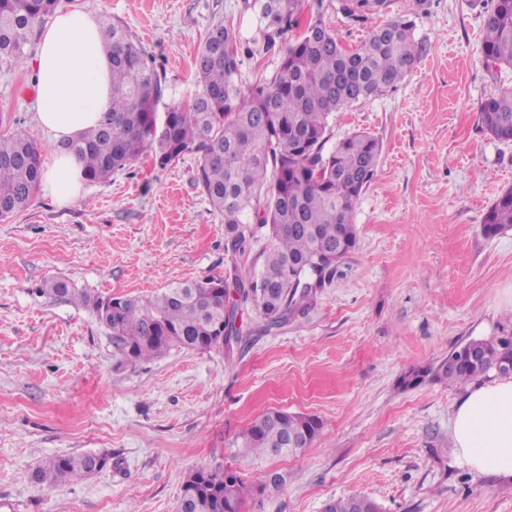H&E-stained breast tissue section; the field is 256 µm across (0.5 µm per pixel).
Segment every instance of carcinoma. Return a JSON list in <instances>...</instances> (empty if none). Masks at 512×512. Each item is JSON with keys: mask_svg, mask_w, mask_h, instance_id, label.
<instances>
[{"mask_svg": "<svg viewBox=\"0 0 512 512\" xmlns=\"http://www.w3.org/2000/svg\"><path fill=\"white\" fill-rule=\"evenodd\" d=\"M60 0H0V61L23 66L37 28ZM355 22L385 6V0H343ZM263 33V50L279 49L274 75L247 88L237 76L242 64L237 37L217 24L207 33L195 59L196 91L188 107L171 109L158 119L156 106L166 86L155 60L120 23L101 22L104 48L112 56V106L101 121L57 148L73 153L90 181L109 177L147 151L163 167L195 150L200 153L196 181L210 204L224 214L225 243L243 253L254 235L251 225L268 229L271 245L261 266L234 276L182 283L150 298L118 296L106 302L50 280L45 292L89 309L109 332L112 346L130 363L149 360L173 348L207 351L220 347L222 325L243 337L234 324L250 305L263 318V330L278 329L308 310L309 293L301 281L318 260L339 246L357 244L352 214L373 180L381 153L373 136L359 132L332 147L333 113L395 90L411 73L425 47L415 39L414 17L428 0H415L413 18L399 17L374 28L364 44L345 48L321 19L291 33L303 0H245ZM484 14L480 55L488 66L512 67V0H472ZM482 127L495 140L512 137V89L483 98ZM44 147L28 130L0 133V218L23 209L34 197L43 174ZM512 228V188L486 211L482 231L495 236ZM464 350L488 352L501 370L477 366L454 349L434 369L413 370L405 383L428 374L450 386L512 374V336L472 339ZM322 422L303 414L270 410L244 433V445L261 454L288 455L289 435L311 445ZM97 471L92 455L58 456L41 477L61 485ZM251 488L236 474L199 469L184 483L176 512H240ZM359 496L338 498L324 512H376Z\"/></svg>", "mask_w": 512, "mask_h": 512, "instance_id": "1", "label": "carcinoma"}]
</instances>
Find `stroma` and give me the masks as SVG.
Returning a JSON list of instances; mask_svg holds the SVG:
<instances>
[{
  "instance_id": "35a3bbf8",
  "label": "stroma",
  "mask_w": 512,
  "mask_h": 512,
  "mask_svg": "<svg viewBox=\"0 0 512 512\" xmlns=\"http://www.w3.org/2000/svg\"><path fill=\"white\" fill-rule=\"evenodd\" d=\"M388 0L364 23L342 0H305L350 48L412 13ZM120 21L153 55L163 113L195 92L194 59L217 22L260 39L244 0H61ZM484 16L467 0H430L416 20L426 51L396 90L330 121V140L364 131L381 145L378 170L353 212L355 249L317 289L305 316L263 332L243 314L233 351L174 349L129 363L87 309L44 293L61 277L100 296H149L259 267L270 240L227 251L224 217L196 181L197 153L168 166L152 155L103 182H84L66 208L44 192L0 218V512H176L186 475L231 469L255 486L241 512H322L361 496L379 512H512V479L471 471L454 454L450 420L462 389L432 378L407 386L472 339L512 336V228L484 235L482 218L512 187V143L492 140L482 98L512 88L479 54ZM22 126L45 150L30 68L0 62V132ZM318 417L293 455L244 447L270 409ZM105 454L90 476L39 480L46 457ZM283 484L259 492L267 475Z\"/></svg>"
}]
</instances>
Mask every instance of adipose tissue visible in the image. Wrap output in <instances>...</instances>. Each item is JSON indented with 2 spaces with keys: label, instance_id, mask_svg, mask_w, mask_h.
<instances>
[{
  "label": "adipose tissue",
  "instance_id": "ef3b65f1",
  "mask_svg": "<svg viewBox=\"0 0 512 512\" xmlns=\"http://www.w3.org/2000/svg\"><path fill=\"white\" fill-rule=\"evenodd\" d=\"M31 66L37 122L52 141L74 138L95 125L112 104V60L104 52L96 16L80 8L56 11L43 27ZM75 155L55 152L43 192L67 206L82 193ZM453 448L472 470L512 478V378L469 384L452 421Z\"/></svg>",
  "mask_w": 512,
  "mask_h": 512
}]
</instances>
